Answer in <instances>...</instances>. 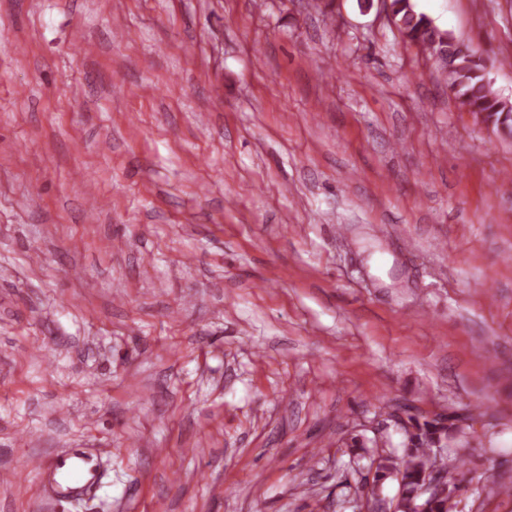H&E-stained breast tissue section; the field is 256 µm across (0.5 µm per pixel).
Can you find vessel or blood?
<instances>
[{
  "label": "vessel or blood",
  "mask_w": 512,
  "mask_h": 512,
  "mask_svg": "<svg viewBox=\"0 0 512 512\" xmlns=\"http://www.w3.org/2000/svg\"><path fill=\"white\" fill-rule=\"evenodd\" d=\"M103 454L100 448L76 450L57 456L50 465L34 459L31 466L46 478L45 492L54 501L75 500L90 496L100 485L104 471L99 460Z\"/></svg>",
  "instance_id": "vessel-or-blood-1"
}]
</instances>
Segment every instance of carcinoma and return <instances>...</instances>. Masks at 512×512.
Listing matches in <instances>:
<instances>
[{
    "label": "carcinoma",
    "instance_id": "1",
    "mask_svg": "<svg viewBox=\"0 0 512 512\" xmlns=\"http://www.w3.org/2000/svg\"><path fill=\"white\" fill-rule=\"evenodd\" d=\"M387 10L399 31L415 44H427L433 50H444L453 45L451 35L440 30L433 21L414 9L411 0H389ZM458 68L448 78L459 106L496 129L512 132V103L504 100L487 80L484 67L472 55L457 60ZM465 434L460 420L454 414H438L433 418L419 414L407 415L403 451H386L380 455L373 481L380 485L394 479L401 488L400 505L407 512H415L417 499L425 474L432 468L448 475L450 491L459 486L454 474L462 468L463 459L446 454L437 456L435 449Z\"/></svg>",
    "mask_w": 512,
    "mask_h": 512
}]
</instances>
